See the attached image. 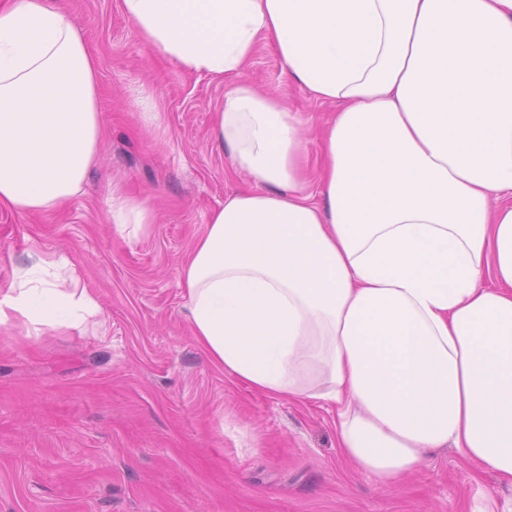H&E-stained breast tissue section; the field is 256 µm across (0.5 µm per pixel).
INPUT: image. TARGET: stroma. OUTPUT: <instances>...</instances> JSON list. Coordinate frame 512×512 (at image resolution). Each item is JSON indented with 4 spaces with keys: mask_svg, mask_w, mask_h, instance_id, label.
Wrapping results in <instances>:
<instances>
[{
    "mask_svg": "<svg viewBox=\"0 0 512 512\" xmlns=\"http://www.w3.org/2000/svg\"><path fill=\"white\" fill-rule=\"evenodd\" d=\"M56 2L101 59L99 157L65 209L0 208V280L62 257L101 313L83 332L0 324V512H494L505 491L454 450L380 483L342 456L327 408L252 390L206 357L179 270L212 211L251 187L211 140L224 84L150 52L119 0ZM249 77L300 113L317 153L328 106L272 45ZM116 192L148 200L147 236L108 221Z\"/></svg>",
    "mask_w": 512,
    "mask_h": 512,
    "instance_id": "1",
    "label": "stroma"
}]
</instances>
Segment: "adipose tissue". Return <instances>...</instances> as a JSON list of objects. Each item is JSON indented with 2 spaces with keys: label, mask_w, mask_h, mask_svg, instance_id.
Segmentation results:
<instances>
[{
  "label": "adipose tissue",
  "mask_w": 512,
  "mask_h": 512,
  "mask_svg": "<svg viewBox=\"0 0 512 512\" xmlns=\"http://www.w3.org/2000/svg\"><path fill=\"white\" fill-rule=\"evenodd\" d=\"M144 46L224 82L212 136L251 190L183 262L195 339L236 381L332 408L382 483L452 447L512 492V0H120ZM272 44L324 104L301 117L244 72ZM100 59L55 0H0V207L65 206L98 158ZM120 234L147 204L116 195ZM65 259L0 281V323L101 312Z\"/></svg>",
  "instance_id": "ef3b65f1"
}]
</instances>
